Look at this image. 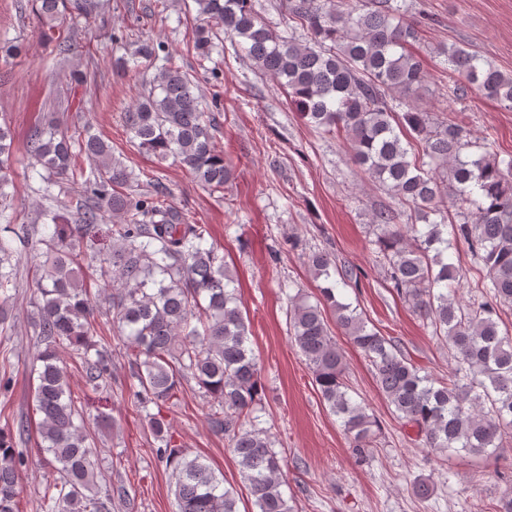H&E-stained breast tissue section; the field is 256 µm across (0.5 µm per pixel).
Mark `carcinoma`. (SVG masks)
<instances>
[{"label":"carcinoma","mask_w":512,"mask_h":512,"mask_svg":"<svg viewBox=\"0 0 512 512\" xmlns=\"http://www.w3.org/2000/svg\"><path fill=\"white\" fill-rule=\"evenodd\" d=\"M42 27L51 31L69 18L91 19L102 0H31ZM204 23L196 27L199 56L212 53L218 31L244 41L253 66L283 88L316 128L344 135L352 159L392 194L412 204L418 224H398L391 212L374 223L392 288L453 350L456 365L448 382L422 372L400 344L369 325L364 313L339 298L351 272L326 252H311L306 264L318 286L310 302L289 298L290 338L304 356L323 401L340 422L359 458L374 446L376 421L349 395L343 355L331 336L325 309L336 317L352 345L370 363L376 385L395 416L416 429L427 448L443 454L496 453L512 435V333L500 328L496 304L512 305V157L491 160L476 153L480 143L459 125L435 124L414 99L424 89L421 60L408 50L417 29L401 20L398 0H367L366 8L341 10L336 0H286L289 14L310 34L301 43L294 31L271 29L251 0H195ZM449 91H474L512 109V76L491 61L458 46L444 51ZM158 48L143 41L134 58L148 64ZM196 84L169 55L124 113L138 147L171 158L202 185L222 189L232 177L217 152L198 107ZM14 137L0 123V332L13 326L12 300L17 264L13 238L18 211L5 188L12 184ZM26 148L35 160L85 194L74 223L58 222L53 205L43 226L27 229L31 245L46 260L36 281L31 317L38 343L36 411L41 415L40 451L51 456L55 477L46 482L39 512H112V496L94 491L100 449L72 395L67 365H78L94 387L112 378V350L94 340L97 311L88 283H112V325L130 351L131 377L139 411L176 396L191 378L204 390L208 418L224 431L254 512H295L284 496L281 458L271 433L258 427L261 367L249 346V329L234 275L204 229L169 201L162 186L137 199L116 191L138 180L112 147L89 133L71 135L56 122L37 121ZM89 162V168L82 166ZM457 199L456 217L445 207ZM112 225V251L100 265L84 270L85 258L73 234L94 237L104 213ZM436 219H430V216ZM465 243L480 267L486 300L465 307L457 300L462 270L449 252ZM158 442L155 453L175 475L177 512H239L238 493L224 487L210 466L172 443L167 421L147 415ZM27 425L0 428V512H17L16 452Z\"/></svg>","instance_id":"obj_1"}]
</instances>
